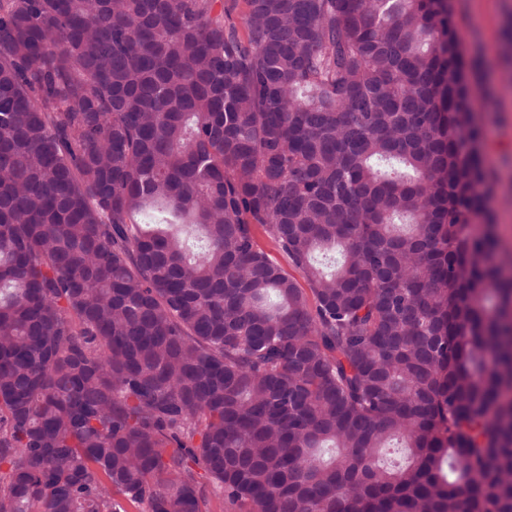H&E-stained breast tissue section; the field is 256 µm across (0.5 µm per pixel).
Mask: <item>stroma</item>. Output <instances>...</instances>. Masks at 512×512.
I'll use <instances>...</instances> for the list:
<instances>
[{"label": "stroma", "instance_id": "35a3bbf8", "mask_svg": "<svg viewBox=\"0 0 512 512\" xmlns=\"http://www.w3.org/2000/svg\"><path fill=\"white\" fill-rule=\"evenodd\" d=\"M467 79L490 111L486 155L494 179L491 210L499 257L512 255V0H453Z\"/></svg>", "mask_w": 512, "mask_h": 512}]
</instances>
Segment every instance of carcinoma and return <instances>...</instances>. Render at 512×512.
I'll list each match as a JSON object with an SVG mask.
<instances>
[{"mask_svg":"<svg viewBox=\"0 0 512 512\" xmlns=\"http://www.w3.org/2000/svg\"><path fill=\"white\" fill-rule=\"evenodd\" d=\"M483 112L451 0H0V512H512Z\"/></svg>","mask_w":512,"mask_h":512,"instance_id":"cac0c4a2","label":"carcinoma"}]
</instances>
